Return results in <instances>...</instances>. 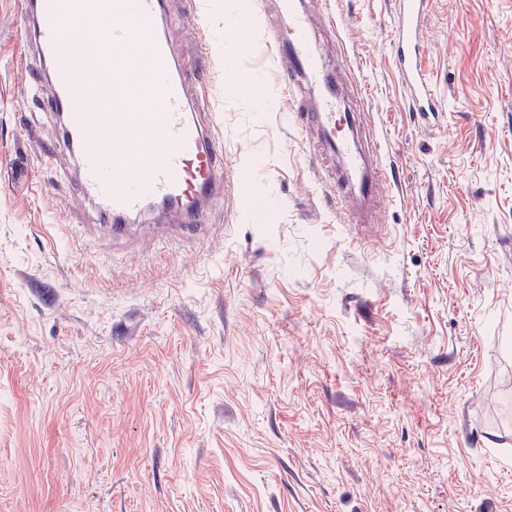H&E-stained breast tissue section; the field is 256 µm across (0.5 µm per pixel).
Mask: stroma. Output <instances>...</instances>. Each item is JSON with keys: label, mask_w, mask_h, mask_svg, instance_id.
<instances>
[{"label": "stroma", "mask_w": 512, "mask_h": 512, "mask_svg": "<svg viewBox=\"0 0 512 512\" xmlns=\"http://www.w3.org/2000/svg\"><path fill=\"white\" fill-rule=\"evenodd\" d=\"M167 0L253 192L208 239L95 232L58 122L0 0V512H504L512 503V0H432L425 66L448 103L418 124L394 0H309L320 43L399 177L380 224L330 201L312 149L229 91L236 0L205 33Z\"/></svg>", "instance_id": "obj_1"}]
</instances>
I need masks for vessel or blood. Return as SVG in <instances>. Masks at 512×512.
<instances>
[{"label":"vessel or blood","instance_id":"b4317fda","mask_svg":"<svg viewBox=\"0 0 512 512\" xmlns=\"http://www.w3.org/2000/svg\"><path fill=\"white\" fill-rule=\"evenodd\" d=\"M430 0H397L392 17L393 60L411 111L442 113L446 103L424 64L422 23ZM40 57L39 75L55 92L46 107L60 125L47 159L74 157L79 194L115 241L129 239L134 223L153 218L165 242L200 241L213 234L217 210L235 187L216 135L217 113L195 96L188 70L206 77L213 56L202 50L194 64L178 59L166 35L165 0H19ZM287 30L274 27L258 0L249 15L259 22L246 35L270 44L282 89L296 106L284 125L310 140L333 202L350 221L372 224L390 197L380 195L389 175L386 142L359 139L360 122L348 112L342 90L312 34L304 0H278Z\"/></svg>","mask_w":512,"mask_h":512}]
</instances>
